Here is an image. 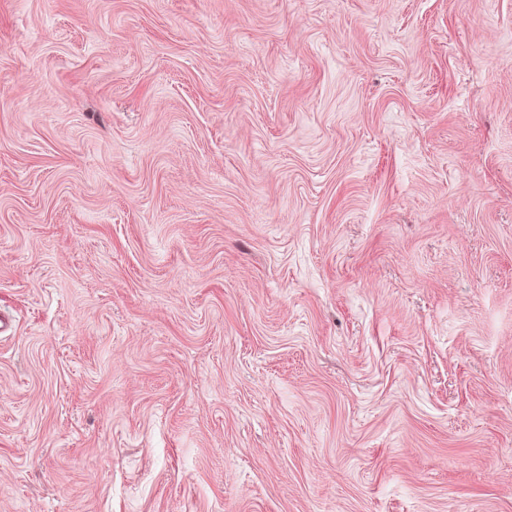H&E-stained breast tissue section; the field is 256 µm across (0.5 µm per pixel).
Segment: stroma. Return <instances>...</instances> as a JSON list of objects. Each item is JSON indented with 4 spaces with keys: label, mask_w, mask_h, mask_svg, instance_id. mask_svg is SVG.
I'll list each match as a JSON object with an SVG mask.
<instances>
[{
    "label": "stroma",
    "mask_w": 512,
    "mask_h": 512,
    "mask_svg": "<svg viewBox=\"0 0 512 512\" xmlns=\"http://www.w3.org/2000/svg\"><path fill=\"white\" fill-rule=\"evenodd\" d=\"M0 512H512V0H0Z\"/></svg>",
    "instance_id": "stroma-1"
}]
</instances>
